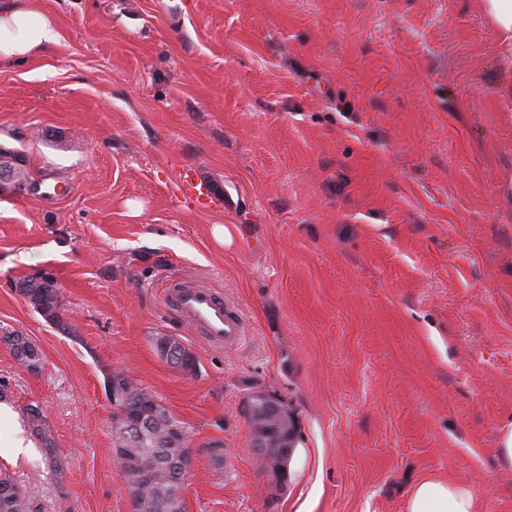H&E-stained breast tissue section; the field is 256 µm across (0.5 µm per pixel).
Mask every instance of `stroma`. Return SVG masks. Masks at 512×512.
<instances>
[{"instance_id": "obj_1", "label": "stroma", "mask_w": 512, "mask_h": 512, "mask_svg": "<svg viewBox=\"0 0 512 512\" xmlns=\"http://www.w3.org/2000/svg\"><path fill=\"white\" fill-rule=\"evenodd\" d=\"M35 2L59 44L0 67V148L28 177L0 194V329L42 355L31 372L0 343V465L33 512H138L115 369L186 431L185 512H404L428 476L512 512V94L482 0ZM184 166L212 198L184 194ZM174 270L241 307L240 344L170 317ZM37 273L63 325L14 288ZM257 392L297 432L282 490L251 448ZM21 419L24 429L31 437L37 440L44 451L49 469L56 475H62L64 462L59 463L54 459L55 444L53 442L52 432L40 406L34 403L25 405L21 411Z\"/></svg>"}]
</instances>
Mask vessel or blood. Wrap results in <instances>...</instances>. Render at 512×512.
Masks as SVG:
<instances>
[{"label": "vessel or blood", "mask_w": 512, "mask_h": 512, "mask_svg": "<svg viewBox=\"0 0 512 512\" xmlns=\"http://www.w3.org/2000/svg\"><path fill=\"white\" fill-rule=\"evenodd\" d=\"M178 178L191 195L210 196V187L198 180L194 168H180ZM162 303L179 324L193 330L209 346L236 345L246 332V320L238 305L202 278L179 272L168 276Z\"/></svg>", "instance_id": "1"}]
</instances>
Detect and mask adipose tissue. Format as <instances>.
Returning <instances> with one entry per match:
<instances>
[{
	"label": "adipose tissue",
	"mask_w": 512,
	"mask_h": 512,
	"mask_svg": "<svg viewBox=\"0 0 512 512\" xmlns=\"http://www.w3.org/2000/svg\"><path fill=\"white\" fill-rule=\"evenodd\" d=\"M60 38L56 20L31 0L0 10V65L23 61ZM405 512H478V500L466 483L427 477L414 486Z\"/></svg>",
	"instance_id": "1"
}]
</instances>
